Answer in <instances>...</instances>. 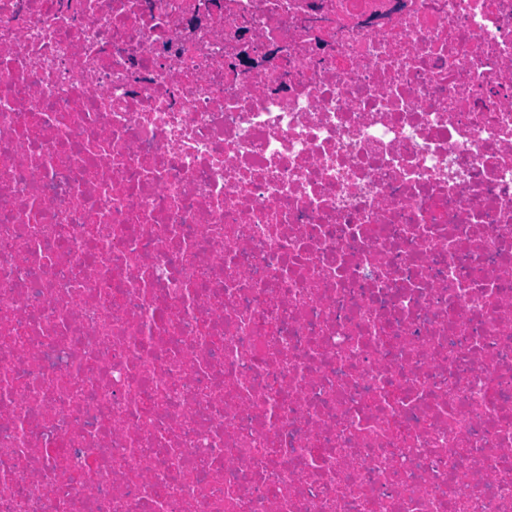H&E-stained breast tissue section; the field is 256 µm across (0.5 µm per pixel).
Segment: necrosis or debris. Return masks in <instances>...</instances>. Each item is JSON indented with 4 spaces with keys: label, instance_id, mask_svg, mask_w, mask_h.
<instances>
[{
    "label": "necrosis or debris",
    "instance_id": "necrosis-or-debris-1",
    "mask_svg": "<svg viewBox=\"0 0 512 512\" xmlns=\"http://www.w3.org/2000/svg\"><path fill=\"white\" fill-rule=\"evenodd\" d=\"M0 512H512V0H0Z\"/></svg>",
    "mask_w": 512,
    "mask_h": 512
}]
</instances>
